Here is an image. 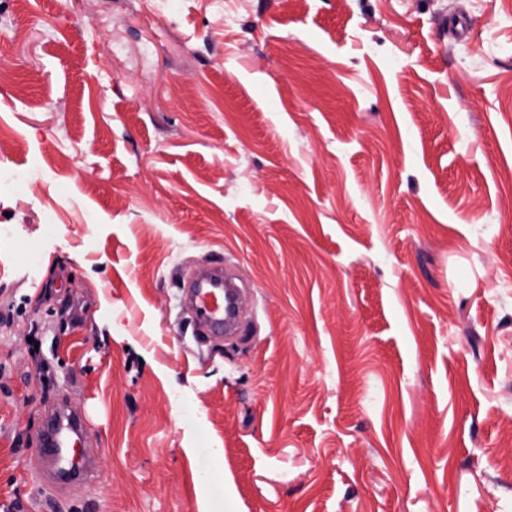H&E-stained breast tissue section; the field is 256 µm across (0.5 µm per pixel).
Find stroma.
I'll return each instance as SVG.
<instances>
[{"label": "stroma", "instance_id": "1", "mask_svg": "<svg viewBox=\"0 0 512 512\" xmlns=\"http://www.w3.org/2000/svg\"><path fill=\"white\" fill-rule=\"evenodd\" d=\"M511 447L512 0H0V512H512ZM184 288L186 310L208 336L237 333L240 298L222 266L191 274ZM79 413L68 404H60L44 417L38 451L45 462L44 481L65 489L86 482L96 464L79 448L83 438Z\"/></svg>", "mask_w": 512, "mask_h": 512}]
</instances>
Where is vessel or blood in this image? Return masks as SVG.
<instances>
[{
    "instance_id": "1",
    "label": "vessel or blood",
    "mask_w": 512,
    "mask_h": 512,
    "mask_svg": "<svg viewBox=\"0 0 512 512\" xmlns=\"http://www.w3.org/2000/svg\"><path fill=\"white\" fill-rule=\"evenodd\" d=\"M184 304L207 335H232L240 327L241 303L223 267L216 266L189 276ZM83 425L79 413L67 404L44 417L38 447L45 462L44 481L65 489L86 482L96 471L93 459L80 448Z\"/></svg>"
}]
</instances>
